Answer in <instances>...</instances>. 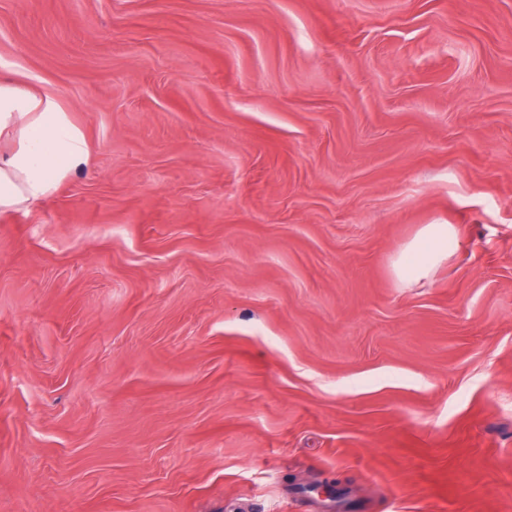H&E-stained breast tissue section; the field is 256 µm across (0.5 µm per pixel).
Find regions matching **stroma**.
<instances>
[{
	"label": "stroma",
	"instance_id": "obj_1",
	"mask_svg": "<svg viewBox=\"0 0 512 512\" xmlns=\"http://www.w3.org/2000/svg\"><path fill=\"white\" fill-rule=\"evenodd\" d=\"M0 78L92 152L0 214V512H512V0H0ZM460 246V231L456 224H426L397 250L392 269L402 287H410L429 278L441 265L453 257Z\"/></svg>",
	"mask_w": 512,
	"mask_h": 512
}]
</instances>
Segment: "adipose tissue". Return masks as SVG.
<instances>
[{"label": "adipose tissue", "mask_w": 512, "mask_h": 512, "mask_svg": "<svg viewBox=\"0 0 512 512\" xmlns=\"http://www.w3.org/2000/svg\"><path fill=\"white\" fill-rule=\"evenodd\" d=\"M90 161L84 131L57 100L0 80V213L29 212ZM459 246L457 225H423L394 256L397 282L409 287L429 278Z\"/></svg>", "instance_id": "adipose-tissue-1"}]
</instances>
